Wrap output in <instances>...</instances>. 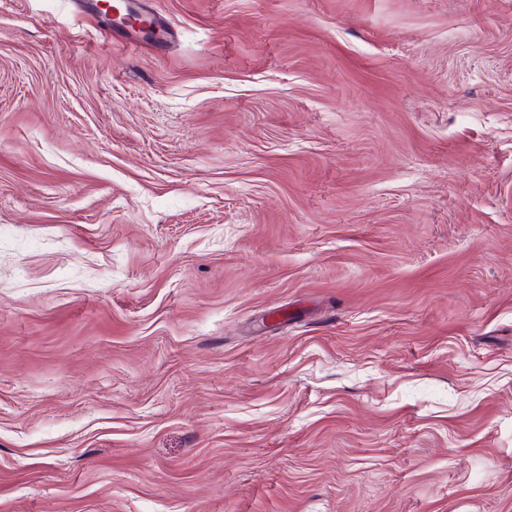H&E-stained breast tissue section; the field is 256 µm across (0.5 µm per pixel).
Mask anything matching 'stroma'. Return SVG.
I'll use <instances>...</instances> for the list:
<instances>
[{"label": "stroma", "instance_id": "stroma-1", "mask_svg": "<svg viewBox=\"0 0 512 512\" xmlns=\"http://www.w3.org/2000/svg\"><path fill=\"white\" fill-rule=\"evenodd\" d=\"M0 0V512H512V0Z\"/></svg>", "mask_w": 512, "mask_h": 512}]
</instances>
